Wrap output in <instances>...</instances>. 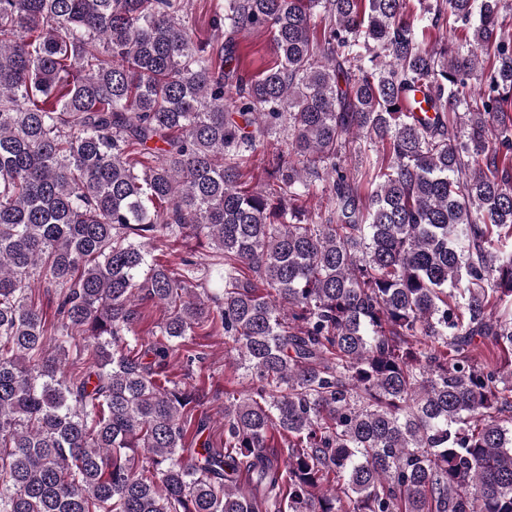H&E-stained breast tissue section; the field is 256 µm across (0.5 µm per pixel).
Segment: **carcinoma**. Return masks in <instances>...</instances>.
Segmentation results:
<instances>
[{
    "label": "carcinoma",
    "instance_id": "1",
    "mask_svg": "<svg viewBox=\"0 0 512 512\" xmlns=\"http://www.w3.org/2000/svg\"><path fill=\"white\" fill-rule=\"evenodd\" d=\"M406 5L224 0L208 52L190 0H0V512H512V0ZM217 326L222 448L159 379ZM270 39L266 31L245 30L238 34V51L249 74L273 65L275 57ZM162 249L167 253V260L172 264L179 263L182 257L203 262L210 254L208 253L209 249L199 246L195 239L187 240L184 243L181 241L167 242V247ZM140 313L141 317L137 327L139 335L146 341L155 340L156 336H152L151 334L146 335V331L151 329H153V331L158 330L155 326L161 322L164 310L151 302H147L141 306Z\"/></svg>",
    "mask_w": 512,
    "mask_h": 512
}]
</instances>
